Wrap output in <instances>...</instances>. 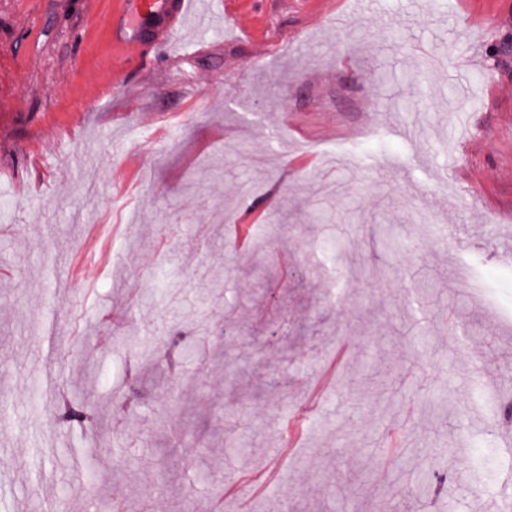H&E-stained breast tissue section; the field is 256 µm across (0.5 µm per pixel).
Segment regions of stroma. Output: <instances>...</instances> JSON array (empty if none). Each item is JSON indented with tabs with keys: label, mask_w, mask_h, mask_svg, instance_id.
Wrapping results in <instances>:
<instances>
[{
	"label": "stroma",
	"mask_w": 512,
	"mask_h": 512,
	"mask_svg": "<svg viewBox=\"0 0 512 512\" xmlns=\"http://www.w3.org/2000/svg\"><path fill=\"white\" fill-rule=\"evenodd\" d=\"M117 2L0 0V512L512 500V0H200L133 55ZM246 211L267 255L226 243ZM91 414L88 408L73 404L69 400L63 401V412L60 423L67 428L83 427L90 422Z\"/></svg>",
	"instance_id": "stroma-1"
}]
</instances>
